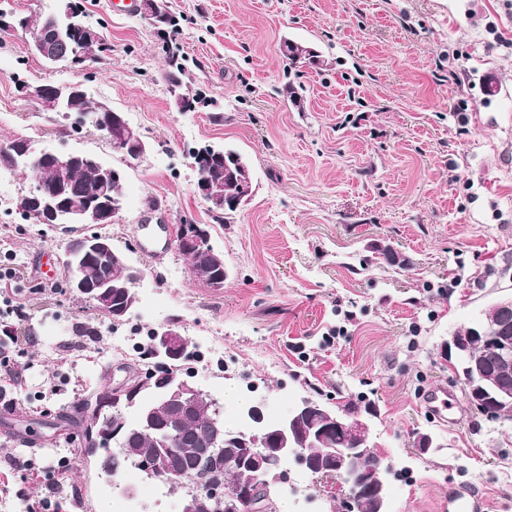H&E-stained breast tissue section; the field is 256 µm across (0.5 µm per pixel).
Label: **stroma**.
<instances>
[{
	"instance_id": "1",
	"label": "stroma",
	"mask_w": 512,
	"mask_h": 512,
	"mask_svg": "<svg viewBox=\"0 0 512 512\" xmlns=\"http://www.w3.org/2000/svg\"><path fill=\"white\" fill-rule=\"evenodd\" d=\"M181 18L184 81L208 104L179 111L163 79L156 29L137 9L86 0L109 51L92 77L44 64L22 31H0V142L79 150L125 170L121 221L99 225L145 277L128 353L112 381L140 370L147 334L169 320L197 358L213 341L226 379L185 377L215 398L244 388L268 415L302 399L367 409L371 446L398 472L392 512H439L450 487L487 495L488 512H512V420L468 403L446 360L449 336L485 305L512 295V0H168ZM319 52L323 66H292L284 39ZM84 81L93 101L123 112L151 145L125 166L94 128L62 131L20 83ZM300 86L293 105L287 89ZM230 146L254 171L250 202L228 222L194 192L188 156ZM32 173L0 171V291L24 319L0 310L17 333L10 359L24 372L0 403V512L48 498L49 512H116L111 478L85 464L79 409L101 392L99 352L111 321L69 292L58 259L73 237L56 224H26L14 208ZM205 227L228 278L216 291L194 279L173 238ZM388 246L406 259L389 265ZM91 324L94 336L77 326ZM447 385L448 420L426 412L423 392ZM66 428L48 430L57 413ZM436 446L419 452L420 435ZM31 463L13 471V456ZM314 503L288 512H341L339 481L310 477Z\"/></svg>"
}]
</instances>
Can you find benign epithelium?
<instances>
[{
	"label": "benign epithelium",
	"instance_id": "7a95c632",
	"mask_svg": "<svg viewBox=\"0 0 512 512\" xmlns=\"http://www.w3.org/2000/svg\"><path fill=\"white\" fill-rule=\"evenodd\" d=\"M57 23L41 27V39L37 52L44 62L57 66L66 62L78 66L91 75L90 65L77 57L62 59L56 51ZM22 94L36 101L46 112L56 110L60 100L61 88L45 84H24ZM113 126H101V134L111 147L123 154L130 165L147 161L150 150L141 138L140 131L130 125L124 113H112ZM57 172V184L46 186L38 184L21 195L18 207L29 211L39 205L54 212L62 224H82L85 228L99 224H110L122 217L123 203H115L102 211L97 204L89 201H75L67 191V177L77 156L67 152L49 153ZM199 194L212 209L224 210L227 207L240 208L246 203L244 196L227 198L224 188L205 178L195 184ZM176 247L189 255H214L209 237L199 225H184L176 234ZM61 264L68 270V287L76 294H82L89 300L108 304L112 298V288L107 282L91 283L87 278V267L95 265L103 269L109 265H121L126 269L127 287L123 288L124 302L113 311L112 320L124 321L132 314L138 303L136 285L143 276L141 268L131 264L125 253L118 252L112 243L100 235H83L73 240V246L67 256L61 258ZM183 336L176 323L161 325L152 338L151 351L161 364L172 363L181 353ZM483 346L500 367L512 365V296H503L490 303L483 317L469 327V335L462 338L453 333L445 348L449 354L457 356L462 364H467L466 346ZM472 377L471 396L486 414L493 417L512 420V382L497 371L489 370L483 357L473 359L469 368ZM203 392L187 380L178 377L154 382L150 395L140 394V390L125 384L115 388L113 399L101 403L97 415L108 413V407L126 400L130 407L137 410L135 424L125 428L104 425L96 430V439L86 449L87 458L93 467L107 476L112 474L104 449L106 445L119 441L128 431L155 430L162 432L161 447L148 455L141 464V470L147 477L165 483L180 482L182 473L173 456V442L180 434V419L183 415L195 412ZM250 421L253 423L251 440L242 442L237 450L238 463L248 472L263 469L264 449L272 444L277 453V463L287 461L318 474L324 478L337 479L347 489L343 502L344 512H358L360 505L368 502L373 512H391L389 496L384 494L388 486V468L383 459H373L369 450L371 433L370 420L352 412L325 405L311 398H305L288 410L282 418L268 419L261 403L252 408ZM345 438L346 447H333L336 436ZM315 448L321 453L315 460L305 453V449ZM198 458L202 462H213L217 467L224 466V425L211 422L206 429L205 439L198 449ZM260 484L253 481L235 486L205 485L197 491H191L182 498L180 512H214V505H224L228 498L245 500L254 498Z\"/></svg>",
	"mask_w": 512,
	"mask_h": 512
}]
</instances>
